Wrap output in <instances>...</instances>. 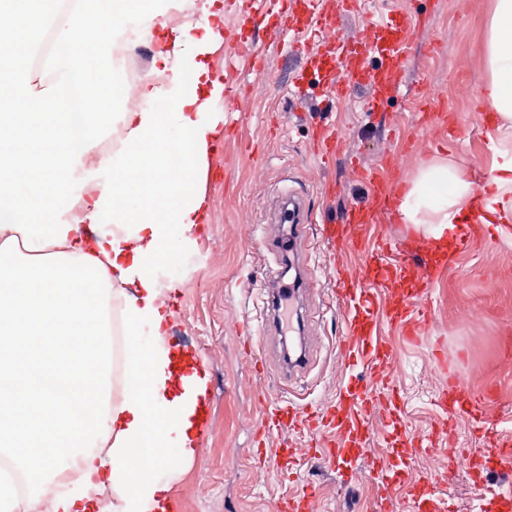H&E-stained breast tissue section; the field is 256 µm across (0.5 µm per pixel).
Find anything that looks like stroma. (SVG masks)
Listing matches in <instances>:
<instances>
[{
	"mask_svg": "<svg viewBox=\"0 0 512 512\" xmlns=\"http://www.w3.org/2000/svg\"><path fill=\"white\" fill-rule=\"evenodd\" d=\"M374 9L386 13L403 9L428 15L429 23L415 39L403 81L407 93L384 112H362V93L339 102H326L320 89L304 85L299 104L289 101V79L299 60L286 38L269 28L253 29L251 37L265 54L270 91L240 100L238 127L224 140V152L213 158L228 168L226 186L210 192L209 220L195 248L181 251L174 264L160 273L161 283L180 281L182 306L171 323L191 337L208 373L212 426L197 446L193 461L173 482L170 497L180 512H262L277 499L312 483L321 512H384L395 500L399 512H412L403 485L383 486L368 478L372 466L396 469L406 460L404 436L431 434L435 453L411 460L422 472L447 469L441 450L449 441L481 444L482 433L469 418L453 421L450 433L439 427L445 418L436 399L448 386L446 371L431 367L433 348H440L475 386L491 385L497 399L487 408L486 426L497 435L512 437V359L503 347L512 342V231L486 225L471 249L450 255L448 268L432 292V321L421 343L401 332L385 330L383 340L393 350L391 380L399 392L402 418L393 440L373 438L369 454L360 460L330 465L312 460L298 480L281 479L267 471L254 481L249 468L253 437L262 408L255 401L254 373L245 352L246 336H263L269 368L263 384L271 400H293L324 406L335 400L342 383L353 381L343 368L341 347L346 338L343 313L333 292L328 253L318 241L317 225H309L310 252L306 266L316 277L308 326L315 336L310 364L292 374L283 359L280 333H265L272 316L260 294L262 281L277 268L275 240L281 225L270 224L272 235L265 252H258L246 233L247 225L265 221L273 199L299 192L314 215L340 217L351 206L367 203L371 186L362 170L391 158L404 178L435 157L450 160L486 189L499 161L490 148L498 141L512 149V129L492 127L478 131L473 119L487 110L479 97L487 78L483 32L492 0H374ZM436 51H429V44ZM427 92L435 108H448L453 132L419 128L413 114L420 101L416 89ZM311 110L310 121L298 114ZM331 125L343 134V146L332 165H321L311 150L313 129ZM423 143L413 152L410 142ZM512 484V473H494L474 484L466 467H458L448 483L439 485L440 512H476L486 487Z\"/></svg>",
	"mask_w": 512,
	"mask_h": 512,
	"instance_id": "35a3bbf8",
	"label": "stroma"
}]
</instances>
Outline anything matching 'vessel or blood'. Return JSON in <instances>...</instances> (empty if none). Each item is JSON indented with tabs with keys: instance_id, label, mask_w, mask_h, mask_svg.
<instances>
[{
	"instance_id": "1",
	"label": "vessel or blood",
	"mask_w": 512,
	"mask_h": 512,
	"mask_svg": "<svg viewBox=\"0 0 512 512\" xmlns=\"http://www.w3.org/2000/svg\"><path fill=\"white\" fill-rule=\"evenodd\" d=\"M224 10L237 20L236 29L224 34L225 57L229 61L248 57L255 72L254 81L244 86L237 71L230 65L225 67L224 109L228 112L237 111L242 94L258 95L268 84L263 53L251 38L244 36V28L272 26L292 47L301 48V63L291 79L293 89H300L302 81L310 77L336 101L363 89L367 92L363 111L378 112L399 93L414 32L425 22L424 16L410 13L365 12L362 0H225ZM357 12L363 15L362 30L345 34L344 16ZM342 143L340 131L320 127L316 130L314 152L329 165ZM364 177L372 187L369 202L350 207L341 219H322L319 241L335 255L333 286L344 307L350 337L343 347L344 364L361 369L368 382L347 386L334 404L323 408L291 401L272 402L263 389H256L257 401L264 410L253 448L260 469L274 468L291 474L303 461L318 456L340 464L359 459L367 454L374 435L389 436L401 411L392 383L386 378L392 352L381 342L379 333L388 324L412 339L422 334L430 320L431 287L447 269L449 251L421 239L383 238L366 250L360 265H345L342 255L361 247L363 228L396 214V190L402 181L399 169L384 159L366 170ZM280 219L291 224L283 250L304 251L309 244L307 227L312 218L303 198L289 195ZM171 348L176 387H193L203 367L200 352L176 336L171 339ZM434 365L448 371V389L439 398V409L451 416L464 414L483 422L484 410L496 399V390L471 388L457 370L448 369L445 358H436ZM376 407L381 408L386 419L380 428L372 421ZM211 417L209 398H200L192 416L197 439L208 434ZM284 431L307 436V447H267V440ZM446 454L449 465L464 464L480 480L494 472L512 470V440L494 434L488 435L478 448L449 445ZM369 478L387 485L403 483L415 512H439L435 476L407 464L398 473L372 468ZM274 512H319V501L314 489L305 485L278 500ZM479 512H512V487L495 488L480 504Z\"/></svg>"
}]
</instances>
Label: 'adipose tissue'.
I'll return each instance as SVG.
<instances>
[{
    "label": "adipose tissue",
    "mask_w": 512,
    "mask_h": 512,
    "mask_svg": "<svg viewBox=\"0 0 512 512\" xmlns=\"http://www.w3.org/2000/svg\"><path fill=\"white\" fill-rule=\"evenodd\" d=\"M194 0H97L99 22L74 19L57 34L44 87L0 57V446L34 481L50 478L49 499L18 500L0 481V512H159L180 467L195 453L196 393H174L160 283L166 246L180 235L195 246L206 221L204 185L224 115V84L207 60L221 45L210 23L173 25ZM134 30L153 49L158 80L142 83L141 106L120 113L118 148L97 159L101 124L57 111L67 89L111 71L117 36ZM482 98L501 127H512V0H494L485 31ZM476 191L446 159L421 164L399 212L434 242L468 218ZM116 310L126 334L146 337L128 351L120 388L107 381L103 343ZM166 410L181 420L159 424ZM137 447L151 456L131 462Z\"/></svg>",
    "instance_id": "1"
}]
</instances>
